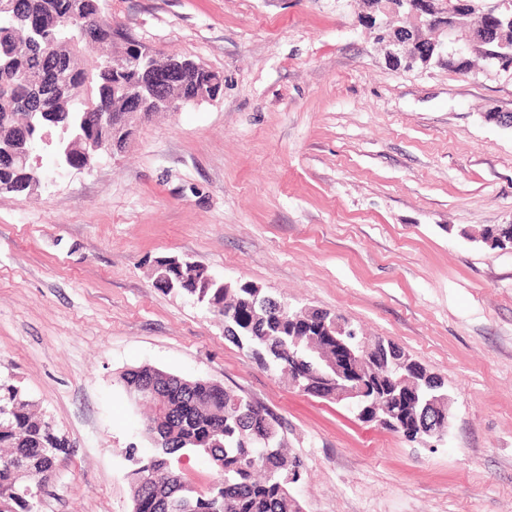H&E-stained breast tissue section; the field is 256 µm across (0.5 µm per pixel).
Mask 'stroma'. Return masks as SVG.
<instances>
[{"mask_svg":"<svg viewBox=\"0 0 512 512\" xmlns=\"http://www.w3.org/2000/svg\"><path fill=\"white\" fill-rule=\"evenodd\" d=\"M124 38L224 78L127 148L0 198V380L68 442L41 512H131L149 364L277 414L303 512H512V75L396 68L361 0H103ZM177 255L402 347L451 397L427 444L299 393L155 288Z\"/></svg>","mask_w":512,"mask_h":512,"instance_id":"1","label":"stroma"}]
</instances>
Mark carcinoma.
Returning <instances> with one entry per match:
<instances>
[{
    "label": "carcinoma",
    "instance_id": "1",
    "mask_svg": "<svg viewBox=\"0 0 512 512\" xmlns=\"http://www.w3.org/2000/svg\"><path fill=\"white\" fill-rule=\"evenodd\" d=\"M0 15V140L19 151L38 148L48 155L71 146L76 164L87 162L84 141L108 145L112 129L85 120L103 108L115 112L136 108L134 94L144 86L164 85L172 95L195 96L193 61L167 57L173 71L162 75L146 66L135 49L126 46L129 59L119 76L97 57L83 63L89 50L76 28L59 24L76 15L96 21L95 47H112L121 33L99 17V0H10ZM54 25L52 41L24 43V27ZM124 93H113V84ZM28 111L19 110L20 102ZM19 161L0 156V194L27 192L13 179ZM182 275L198 283L180 292L208 312L221 316L224 337L267 370L295 375V366L336 383L331 357L336 350L324 344L323 334L344 316L330 311L292 307L289 314L306 320V332L293 336L280 325L278 301L252 288L209 286L203 272L185 267ZM379 367L367 366L360 378L368 394L387 392ZM120 382L130 400L147 405L145 431L156 437L155 453L147 459L129 455L132 512H301L288 476L301 478L300 464L284 451L278 417L247 397L204 379L187 380L152 366L124 371ZM188 452L207 455L216 477L199 487L179 467ZM65 440L45 414L14 385L0 383V503L8 512H41V494L62 454Z\"/></svg>",
    "mask_w": 512,
    "mask_h": 512
}]
</instances>
